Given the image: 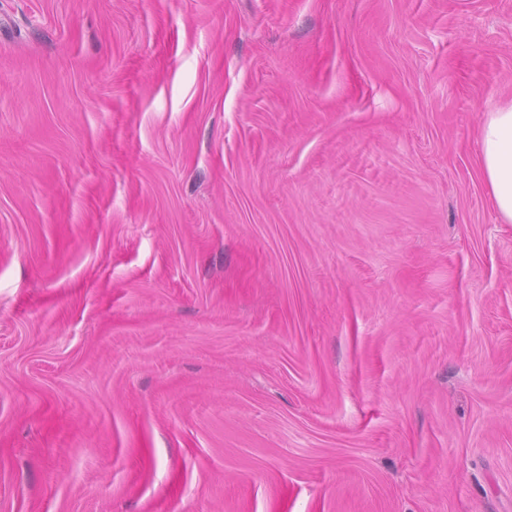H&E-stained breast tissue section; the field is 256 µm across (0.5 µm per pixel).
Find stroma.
<instances>
[{"instance_id": "35a3bbf8", "label": "stroma", "mask_w": 512, "mask_h": 512, "mask_svg": "<svg viewBox=\"0 0 512 512\" xmlns=\"http://www.w3.org/2000/svg\"><path fill=\"white\" fill-rule=\"evenodd\" d=\"M512 0H0V512H512ZM480 168L503 223H512V103L489 112L480 133Z\"/></svg>"}]
</instances>
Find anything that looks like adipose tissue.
Masks as SVG:
<instances>
[{"instance_id": "obj_1", "label": "adipose tissue", "mask_w": 512, "mask_h": 512, "mask_svg": "<svg viewBox=\"0 0 512 512\" xmlns=\"http://www.w3.org/2000/svg\"><path fill=\"white\" fill-rule=\"evenodd\" d=\"M480 168L503 223H512V104L489 113L480 133Z\"/></svg>"}]
</instances>
